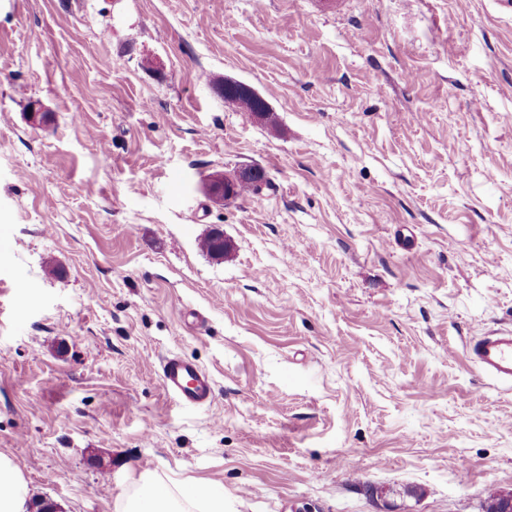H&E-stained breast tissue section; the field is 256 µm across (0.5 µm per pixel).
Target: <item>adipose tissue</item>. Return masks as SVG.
Segmentation results:
<instances>
[{"label": "adipose tissue", "mask_w": 512, "mask_h": 512, "mask_svg": "<svg viewBox=\"0 0 512 512\" xmlns=\"http://www.w3.org/2000/svg\"><path fill=\"white\" fill-rule=\"evenodd\" d=\"M30 496L20 468L0 452V512H28ZM118 512H224V494L202 482L188 486L143 473L132 483Z\"/></svg>", "instance_id": "ef3b65f1"}]
</instances>
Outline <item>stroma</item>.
<instances>
[{"mask_svg":"<svg viewBox=\"0 0 512 512\" xmlns=\"http://www.w3.org/2000/svg\"><path fill=\"white\" fill-rule=\"evenodd\" d=\"M245 166L270 188L206 194ZM500 327L495 0H0V452L33 501L114 512L148 471L224 512H481L512 384L468 345ZM170 355L211 404L168 395ZM224 90L232 96L244 112H252L251 114L257 118H263L267 116V112H270L265 100L245 84L225 81L224 86H222L223 94ZM165 390L187 405L202 406L213 397L211 377L197 364L176 355L168 357L162 366Z\"/></svg>","mask_w":512,"mask_h":512,"instance_id":"1","label":"stroma"}]
</instances>
